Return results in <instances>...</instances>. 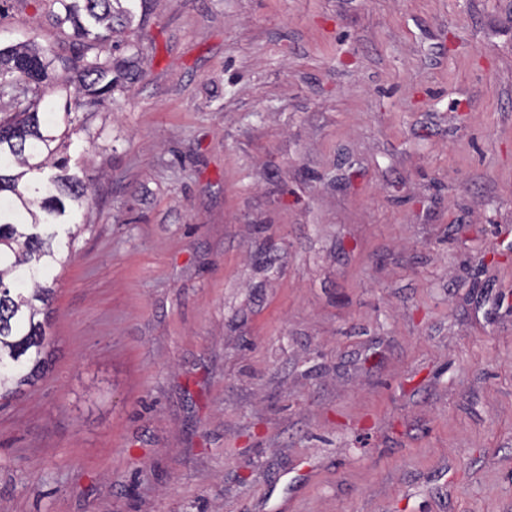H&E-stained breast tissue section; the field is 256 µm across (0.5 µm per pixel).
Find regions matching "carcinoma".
I'll return each instance as SVG.
<instances>
[{"mask_svg": "<svg viewBox=\"0 0 512 512\" xmlns=\"http://www.w3.org/2000/svg\"><path fill=\"white\" fill-rule=\"evenodd\" d=\"M55 21L69 30L77 56L33 42L0 44V398L33 385L52 364L46 311L55 271L73 259L61 250L87 201L83 169L58 156L52 72L68 74L63 106H95L136 79L133 57L112 60L109 41L128 30L124 0H53Z\"/></svg>", "mask_w": 512, "mask_h": 512, "instance_id": "cac0c4a2", "label": "carcinoma"}]
</instances>
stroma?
<instances>
[{
	"mask_svg": "<svg viewBox=\"0 0 512 512\" xmlns=\"http://www.w3.org/2000/svg\"><path fill=\"white\" fill-rule=\"evenodd\" d=\"M132 4L0 512H512V0Z\"/></svg>",
	"mask_w": 512,
	"mask_h": 512,
	"instance_id": "stroma-1",
	"label": "stroma"
}]
</instances>
